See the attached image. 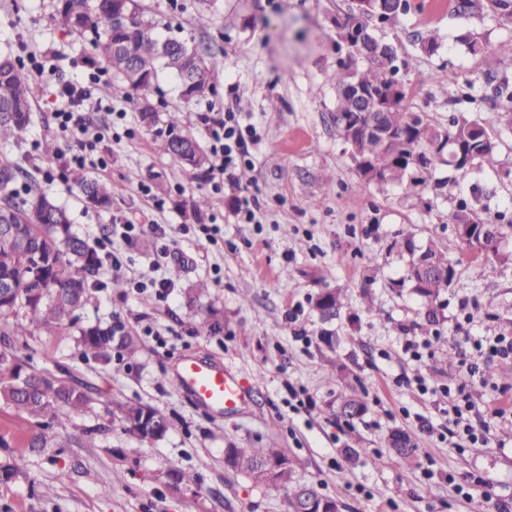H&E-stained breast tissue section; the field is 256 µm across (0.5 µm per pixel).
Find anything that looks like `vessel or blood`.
<instances>
[{
    "mask_svg": "<svg viewBox=\"0 0 512 512\" xmlns=\"http://www.w3.org/2000/svg\"><path fill=\"white\" fill-rule=\"evenodd\" d=\"M174 371L177 388L205 410L221 415L238 410L247 400L232 366L186 355L179 359Z\"/></svg>",
    "mask_w": 512,
    "mask_h": 512,
    "instance_id": "b4317fda",
    "label": "vessel or blood"
}]
</instances>
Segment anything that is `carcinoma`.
I'll return each mask as SVG.
<instances>
[{"label":"carcinoma","instance_id":"1","mask_svg":"<svg viewBox=\"0 0 512 512\" xmlns=\"http://www.w3.org/2000/svg\"><path fill=\"white\" fill-rule=\"evenodd\" d=\"M53 15L59 17L70 33L89 39L92 60L105 63L113 77L121 82L125 99L140 123L151 129L159 122L158 109L148 98L161 70L173 73L180 83V96L190 104L216 88V74L204 53L194 41L162 40L144 19L137 0H51ZM452 11L469 18L492 13L512 21V0H469L462 12L458 0H452ZM408 61L395 54L361 63L353 70L342 60L336 61L331 80L340 89L358 79L372 87H389L397 81ZM492 93L481 99L495 105L506 99L512 102V81L508 77L488 81ZM33 91L25 64L10 53H0V143H19L32 124ZM409 92L403 89L396 103L382 113V123L395 139L407 137L415 151L425 150L442 137L461 142L472 134L475 122L451 120L444 125L426 112H412ZM155 149L195 170L205 171L208 157L199 142L182 129L177 113L170 114L166 127L158 130ZM497 144L488 139L479 148L475 163L490 168L497 163ZM382 184L406 185L407 164H385L380 170ZM29 178L20 164L0 161V225L10 224L20 241L0 238V280L10 279L12 288L0 293V408L13 409L31 426L26 443L31 448L59 446L60 429L71 417L86 413L96 402L94 391L70 378L45 374L14 356L16 346L34 332L53 336L77 324L76 312L90 304L94 281L102 260L94 245L72 231L67 209L37 188L27 185L24 192L18 183ZM63 181L78 189L95 208L112 207L109 185L87 175L78 168L63 172ZM453 224H469L476 228L492 220L471 209L450 214ZM456 263L432 237L426 250L412 255L407 280L414 292L433 303L453 282ZM81 356L109 362L112 351L132 362L140 352V341L123 331L121 341L114 339V326L96 324L79 330ZM123 432L143 443L150 442L148 433L130 424L145 415L159 421L168 433L171 420L140 403L118 406ZM224 463L255 483L293 494L298 486L295 471L299 461L289 458L271 444L266 448H227Z\"/></svg>","mask_w":512,"mask_h":512}]
</instances>
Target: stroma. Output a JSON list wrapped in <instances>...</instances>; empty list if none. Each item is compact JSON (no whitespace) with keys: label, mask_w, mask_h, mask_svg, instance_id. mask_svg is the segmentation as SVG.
<instances>
[{"label":"stroma","mask_w":512,"mask_h":512,"mask_svg":"<svg viewBox=\"0 0 512 512\" xmlns=\"http://www.w3.org/2000/svg\"><path fill=\"white\" fill-rule=\"evenodd\" d=\"M137 2L159 35L193 39L216 70L214 93L188 107L183 128L205 146L206 118L225 109L255 125L253 163L237 179L257 189L268 220L237 223L232 192H213L208 178L158 153L153 132L110 76L93 87L97 104L87 116L100 128L120 111L135 130L97 145L107 166L92 175L111 182V210H94L78 191L49 182L48 172L70 163L56 141L55 92L61 81L86 78L90 45L53 17L49 0H0V52L42 55L57 66L55 74L33 77L34 123L26 141L0 144V158L27 168L33 183L70 211L76 232L92 242L112 238L123 279L157 268L172 283L159 298L151 289H113L109 264L95 276L80 323L122 321L141 343L135 362L82 358L73 328L19 346L17 358L91 386L97 402L73 417L57 448L28 447L25 420L0 409V512H287L284 493L224 466L225 448L271 442L299 460L298 480L334 498L339 512H512V360L479 356L471 345L512 339V260H489L474 277L472 251L448 221L463 204L512 220V102L457 99L459 87L470 86L478 98L489 92L488 76L512 77V54L498 50L512 42V24L455 16L443 0H410L408 14L385 26L386 39L409 62L401 78L414 111L444 124L460 116L477 121L498 145L495 169L458 172L442 190L405 188L363 184L333 121L334 20L350 0ZM469 31L480 33L483 54L459 43ZM429 32L442 40L433 56L416 44ZM144 184L149 193L141 192ZM202 195L213 205L197 221L189 206ZM130 220L144 230L126 242L120 226ZM203 224L220 227L217 244L206 241ZM404 230L419 244L438 238L458 263L438 300L439 324L428 323L425 299L406 280ZM200 281L208 293L190 295ZM328 290L345 305L324 323L314 300ZM212 313L219 330L197 335L196 321ZM190 352L237 370L250 392L239 411L214 417L177 391L173 364ZM472 363L480 368L474 380L467 374ZM461 383L473 424L488 431L486 445H459L442 390ZM360 384L367 409L345 421L336 408ZM127 401L168 416L169 434L144 444L124 433L113 413ZM397 429L415 444L408 456L388 446ZM181 471L197 473L198 483L175 485ZM116 472L123 482H113Z\"/></svg>","instance_id":"stroma-1"}]
</instances>
